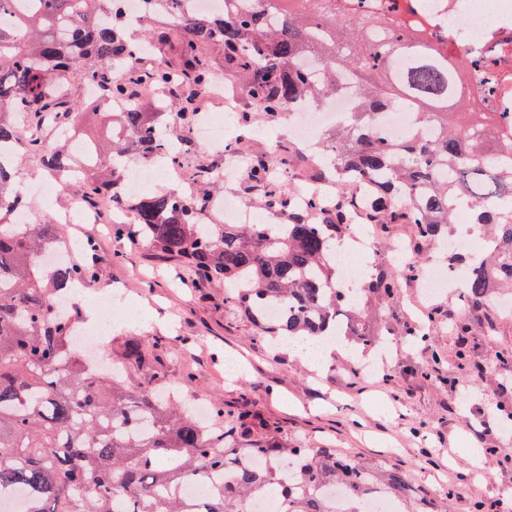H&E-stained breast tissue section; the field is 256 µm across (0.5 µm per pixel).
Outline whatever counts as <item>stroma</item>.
Masks as SVG:
<instances>
[{
	"label": "stroma",
	"mask_w": 512,
	"mask_h": 512,
	"mask_svg": "<svg viewBox=\"0 0 512 512\" xmlns=\"http://www.w3.org/2000/svg\"><path fill=\"white\" fill-rule=\"evenodd\" d=\"M254 124L261 136L244 138L239 126L230 128L239 152L263 154L270 133L281 149L293 145L287 114L272 121L255 115ZM108 221L101 211L98 223L79 232L94 239L100 256L98 284L79 306L83 324L98 323V298L124 289L115 298L124 315L105 338L110 362H123L125 343L137 340L148 363L164 366L183 402L251 409L307 447L409 471L416 487L434 491L442 512H469L476 500L512 502V460L499 453L508 441L504 414L512 411V314L491 308L470 316L461 336L456 290L421 305L406 281L394 296L371 300L367 351L379 369L344 354L335 369L317 370L259 338L251 320L226 303L223 285H181L179 261L115 241ZM418 321L423 340L402 336L404 324ZM488 419L495 428L476 441L474 428Z\"/></svg>",
	"instance_id": "1"
}]
</instances>
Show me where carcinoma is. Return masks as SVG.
<instances>
[{
	"label": "carcinoma",
	"mask_w": 512,
	"mask_h": 512,
	"mask_svg": "<svg viewBox=\"0 0 512 512\" xmlns=\"http://www.w3.org/2000/svg\"><path fill=\"white\" fill-rule=\"evenodd\" d=\"M17 2L0 0V149L22 150L55 176L71 161L70 138L44 128L68 130L85 117L66 76L119 102L120 111L107 113L108 146H91L84 204L112 189V203L132 218L112 225L113 238L180 259L194 288L226 285L224 301L243 310L259 335L371 342L361 304L393 294L397 277L412 279L419 268L376 267L346 297L333 243L358 214L381 229L411 225L420 252L466 208L490 239L488 254L467 262L464 310H482L493 288H512V112L498 105L508 76L496 61L450 55L429 41L414 19L416 0H390L374 14L354 0H225L218 17L181 14L179 0H147L153 20L171 17L175 38L174 59L157 67L144 66L114 0H26V9ZM212 49L244 78L269 120L296 104L323 105L353 85L350 116L322 148L336 174V208L315 199L295 206L264 156L246 174L282 224H226L213 233L203 217L219 178L207 166L194 169L189 195H121L130 146L140 161L175 171L193 151L189 129L213 78ZM173 94L180 100L174 135L163 130ZM404 107L419 129L385 139L380 121ZM22 202L17 167L0 156V504L20 495L18 512H246L250 499L274 494L280 512H338L329 498L338 485L350 490L348 512H364L377 496L411 499L406 472L292 444L278 422L250 411L215 405L214 423L200 424L192 410L161 398L168 384L161 370L143 386L114 368L90 369L76 343L78 301L67 304L61 292L95 287L96 265H43L62 229L51 216L16 223ZM250 456L267 466H248ZM190 480L214 487L186 503L176 488Z\"/></svg>",
	"instance_id": "1"
}]
</instances>
